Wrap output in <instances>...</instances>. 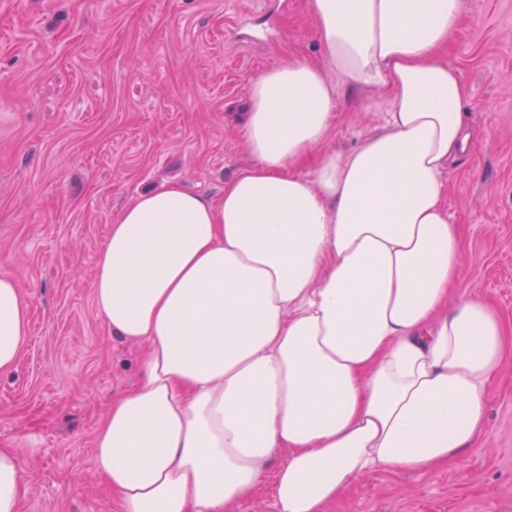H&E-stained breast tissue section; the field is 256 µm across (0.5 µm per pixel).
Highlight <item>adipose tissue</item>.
Instances as JSON below:
<instances>
[{"label": "adipose tissue", "instance_id": "ef3b65f1", "mask_svg": "<svg viewBox=\"0 0 512 512\" xmlns=\"http://www.w3.org/2000/svg\"><path fill=\"white\" fill-rule=\"evenodd\" d=\"M310 10L322 64L297 57L249 86L253 164L213 198L141 192L97 256L98 317L148 348L91 453L120 512H232L280 450L278 512H324L357 475L432 471L484 433L512 343L496 307L458 290L467 244L442 181L470 143L469 90L439 57L462 0ZM340 85L384 121L345 154L330 144ZM29 309L1 275L0 374ZM26 493L0 448V512Z\"/></svg>", "mask_w": 512, "mask_h": 512}]
</instances>
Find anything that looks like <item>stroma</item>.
<instances>
[{
  "label": "stroma",
  "mask_w": 512,
  "mask_h": 512,
  "mask_svg": "<svg viewBox=\"0 0 512 512\" xmlns=\"http://www.w3.org/2000/svg\"><path fill=\"white\" fill-rule=\"evenodd\" d=\"M463 4L443 57L478 136L443 175L446 203L468 243L461 287L512 336V0ZM297 56L321 60L309 0H0V276L30 302L26 346L0 375V448L30 487L20 512H119L92 442L146 348L97 316V254L139 193L181 182L214 197L250 166L249 84ZM337 103L343 153L381 118L345 91ZM325 512H512V353L465 460L362 474Z\"/></svg>",
  "instance_id": "obj_1"
}]
</instances>
